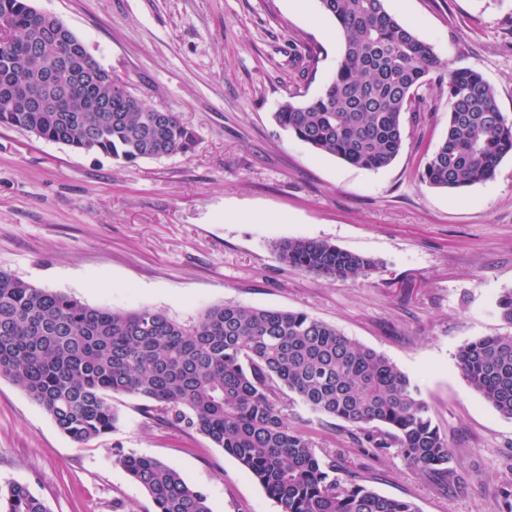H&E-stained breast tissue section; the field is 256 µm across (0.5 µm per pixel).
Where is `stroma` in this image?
I'll return each mask as SVG.
<instances>
[{
	"mask_svg": "<svg viewBox=\"0 0 512 512\" xmlns=\"http://www.w3.org/2000/svg\"><path fill=\"white\" fill-rule=\"evenodd\" d=\"M63 20L152 108L197 134L191 155L128 164L0 127V269L115 310L181 323L210 306L303 311L390 359L415 381L464 479L445 491L396 450L374 455L344 422L292 405L318 452L419 512H500L512 486V419L464 380L466 342L512 333L495 301L512 289V156L459 193L418 171L446 132V99L402 118L404 146L366 170L315 152L272 119L294 90L320 93L341 45L318 0H31ZM454 68L481 72L512 118V0H385ZM310 238L371 257L369 278L281 263L272 242ZM116 430L77 446L0 380V487L22 483L49 512H156L116 453L153 456L204 492L212 512H279L223 449L149 419L117 395Z\"/></svg>",
	"mask_w": 512,
	"mask_h": 512,
	"instance_id": "35a3bbf8",
	"label": "stroma"
}]
</instances>
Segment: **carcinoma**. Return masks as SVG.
Returning <instances> with one entry per match:
<instances>
[{"instance_id": "1", "label": "carcinoma", "mask_w": 512, "mask_h": 512, "mask_svg": "<svg viewBox=\"0 0 512 512\" xmlns=\"http://www.w3.org/2000/svg\"><path fill=\"white\" fill-rule=\"evenodd\" d=\"M337 27L336 74L319 94L299 93L273 113L276 123L319 153L367 170L388 167L403 147L402 116L419 90L448 101L445 136L426 158L420 181L462 191L490 179L512 155V119L477 70L452 68L402 25L385 0H319ZM30 0H0V72L13 73L22 98H0V126L86 154L134 164L189 155L196 134L174 112L129 100L127 82L103 75L90 54L68 67L60 37L40 31ZM33 97L65 111L30 109ZM282 263L346 280L368 277L379 263L309 238L275 241ZM512 325V289L496 300ZM465 381L512 418V336L468 341L456 353ZM0 379L20 387L74 443L84 446L118 422L112 397L145 401V412L208 438L236 459L276 500L280 512H419L382 495L356 473L342 475L336 457L320 455L288 417L296 402L359 430L361 444L395 448L408 465L447 477L453 453L432 424L419 386L387 357L303 311L222 303L182 324L161 311L94 307L0 270ZM152 498L157 512H211L207 496L171 465L133 453L115 458ZM0 512H49L29 488L0 490Z\"/></svg>"}]
</instances>
